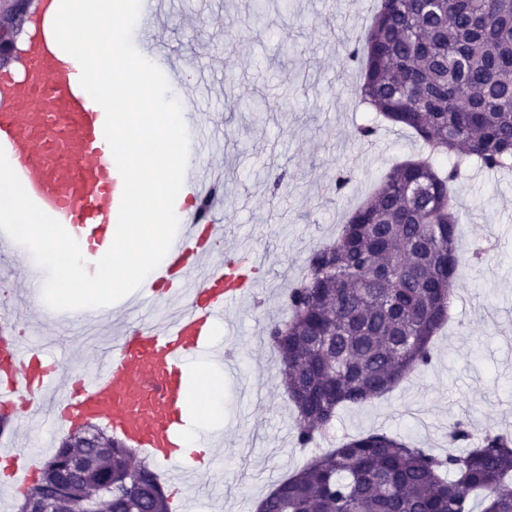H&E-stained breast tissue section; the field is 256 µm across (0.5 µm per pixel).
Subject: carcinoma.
<instances>
[{
  "instance_id": "carcinoma-1",
  "label": "carcinoma",
  "mask_w": 512,
  "mask_h": 512,
  "mask_svg": "<svg viewBox=\"0 0 512 512\" xmlns=\"http://www.w3.org/2000/svg\"><path fill=\"white\" fill-rule=\"evenodd\" d=\"M347 59L360 67L358 104L375 113L357 138L369 141L382 118L449 163L392 168L311 250L288 320L266 327L302 448L341 406L369 404L430 364L462 261L452 184L472 168L512 167V0H382ZM87 434L101 446L67 438L24 497L42 483L68 512H88L110 486L96 512H171L149 466L129 467L124 442L96 425ZM448 441L466 451L436 455L383 433L344 441L281 481L261 512H512V437L457 420ZM73 458L84 473L63 483Z\"/></svg>"
}]
</instances>
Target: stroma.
Wrapping results in <instances>:
<instances>
[{
    "mask_svg": "<svg viewBox=\"0 0 512 512\" xmlns=\"http://www.w3.org/2000/svg\"><path fill=\"white\" fill-rule=\"evenodd\" d=\"M292 2L291 14L272 10L258 22L252 0H165L155 33L186 78L184 98L211 132L198 161L223 182L215 217L225 244L253 247L270 261L254 297L225 313L216 336L239 366L238 380L224 384V493L203 491L187 505L172 494L173 512H256L281 480L320 454L295 443L297 414L265 327L286 318L288 291L310 251L336 238L392 166L421 154L408 129L378 128L365 146L355 137L370 117L353 94L359 68L342 58L372 23L370 0ZM229 97L265 110L258 118L227 111ZM341 173L349 182L340 189ZM452 193L460 246L483 248L484 259L459 274L431 366L372 403L341 408L329 428L336 440L386 433L442 454L457 419L512 435V171L470 172ZM16 307L24 343L47 347L64 371L92 372L104 341L97 330L53 320L30 301ZM66 434L26 428L14 445L41 464Z\"/></svg>",
    "mask_w": 512,
    "mask_h": 512,
    "instance_id": "35a3bbf8",
    "label": "stroma"
}]
</instances>
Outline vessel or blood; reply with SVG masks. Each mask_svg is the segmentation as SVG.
Wrapping results in <instances>:
<instances>
[{
	"label": "vessel or blood",
	"mask_w": 512,
	"mask_h": 512,
	"mask_svg": "<svg viewBox=\"0 0 512 512\" xmlns=\"http://www.w3.org/2000/svg\"><path fill=\"white\" fill-rule=\"evenodd\" d=\"M46 4L35 0L16 72L0 73V148L30 198L92 264L113 242L123 182L104 138L105 113L81 88L77 60L61 53ZM159 9V0H142L141 51L173 80L171 58L153 34ZM185 182L195 200L212 199L214 182L198 166H188ZM258 271L245 248L225 249L224 227L212 214L186 210L148 283L119 304L82 312L81 321L95 327L111 323L121 309L169 306L144 324L117 328L93 375H76L56 392L59 361L19 340L0 341V437L10 438L15 425L36 416L53 427L105 419L146 460L178 467L183 369L202 355L226 377H237L233 356L207 336L258 287ZM34 476V464L18 449L0 450V485L18 491Z\"/></svg>",
	"instance_id": "vessel-or-blood-1"
}]
</instances>
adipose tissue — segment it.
Masks as SVG:
<instances>
[{"instance_id": "1", "label": "adipose tissue", "mask_w": 512, "mask_h": 512, "mask_svg": "<svg viewBox=\"0 0 512 512\" xmlns=\"http://www.w3.org/2000/svg\"><path fill=\"white\" fill-rule=\"evenodd\" d=\"M188 404L197 417V426L185 434L180 450L182 458H190L200 447V432L211 430L224 422V373L214 369L209 360L200 358L188 368Z\"/></svg>"}]
</instances>
